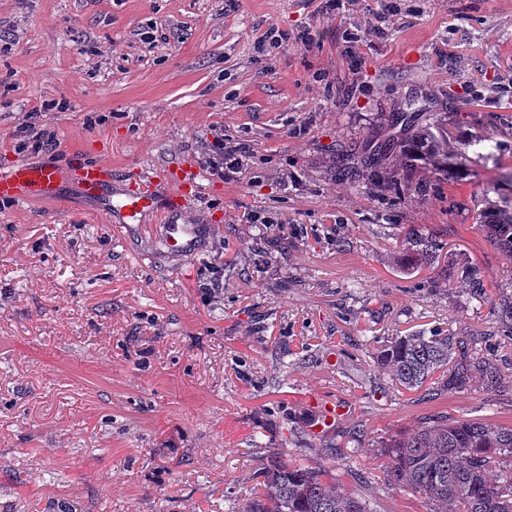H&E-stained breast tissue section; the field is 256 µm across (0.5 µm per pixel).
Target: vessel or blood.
Listing matches in <instances>:
<instances>
[{
  "label": "vessel or blood",
  "instance_id": "vessel-or-blood-1",
  "mask_svg": "<svg viewBox=\"0 0 512 512\" xmlns=\"http://www.w3.org/2000/svg\"><path fill=\"white\" fill-rule=\"evenodd\" d=\"M73 177L84 196H99L114 175L110 166L86 159L74 160L72 166L60 167L46 162L21 161L0 172V200L15 203L55 200L58 184ZM161 178L165 191L125 188L107 214L114 229L126 230L130 221L147 212L164 208L177 213L199 190L198 172L187 164L167 167ZM166 242L172 253L188 260L195 257L203 241L197 224H169L165 227Z\"/></svg>",
  "mask_w": 512,
  "mask_h": 512
}]
</instances>
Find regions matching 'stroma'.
<instances>
[{
	"label": "stroma",
	"mask_w": 512,
	"mask_h": 512,
	"mask_svg": "<svg viewBox=\"0 0 512 512\" xmlns=\"http://www.w3.org/2000/svg\"><path fill=\"white\" fill-rule=\"evenodd\" d=\"M273 26L313 44L255 62ZM35 107L54 153L17 149ZM391 112L440 113L456 137L425 195L336 168ZM214 125L253 165L203 176L177 217L121 233L69 183L52 202L0 200V512H240L281 450L375 512H426L385 480L375 438L437 413L512 425V340L489 304L512 257L474 219L512 198L493 168L512 167V0H0V171L197 166ZM251 210L271 227L244 223ZM172 220L207 225L193 259L169 252ZM411 225L440 242L417 266L401 259ZM464 261L486 297L442 280ZM419 331L491 350L498 383L396 386L375 341Z\"/></svg>",
	"instance_id": "35a3bbf8"
}]
</instances>
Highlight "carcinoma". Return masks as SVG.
<instances>
[{"label":"carcinoma","mask_w":512,"mask_h":512,"mask_svg":"<svg viewBox=\"0 0 512 512\" xmlns=\"http://www.w3.org/2000/svg\"><path fill=\"white\" fill-rule=\"evenodd\" d=\"M454 156L448 126L438 116L417 129H407L378 143L367 156L374 168L370 190L414 192L418 165L431 182L448 175ZM476 222L488 229L496 244L512 253V205L492 220ZM438 249L435 236L412 231L403 259L412 265ZM493 312L512 322V294L502 291ZM377 364L406 389L437 379L440 389L466 390L480 381L497 379L493 356L462 336L421 333L395 336L376 353ZM381 467L389 482L429 503L430 512H512V427L473 419L432 415L412 429L382 435L375 441ZM245 512H373L370 502L348 493L336 476L301 460L273 456L263 472V484Z\"/></svg>","instance_id":"1"}]
</instances>
